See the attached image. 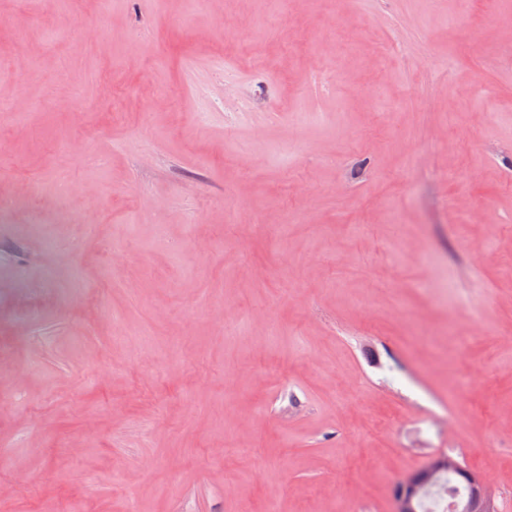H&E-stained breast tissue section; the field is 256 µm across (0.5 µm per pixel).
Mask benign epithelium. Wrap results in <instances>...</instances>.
<instances>
[{
  "instance_id": "obj_1",
  "label": "benign epithelium",
  "mask_w": 512,
  "mask_h": 512,
  "mask_svg": "<svg viewBox=\"0 0 512 512\" xmlns=\"http://www.w3.org/2000/svg\"><path fill=\"white\" fill-rule=\"evenodd\" d=\"M444 472L463 478L471 488L470 498L457 505L459 512H495L486 477L467 469L451 455L433 457L425 467L409 474L398 483L394 489L393 512H414L418 497Z\"/></svg>"
}]
</instances>
